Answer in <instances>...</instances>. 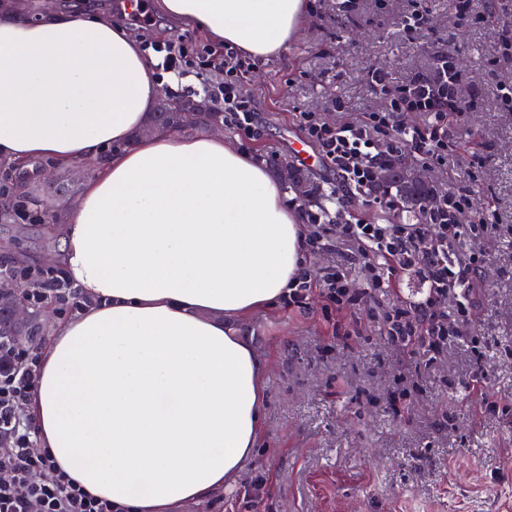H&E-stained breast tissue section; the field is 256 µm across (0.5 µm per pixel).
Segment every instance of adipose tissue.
<instances>
[{
    "mask_svg": "<svg viewBox=\"0 0 512 512\" xmlns=\"http://www.w3.org/2000/svg\"><path fill=\"white\" fill-rule=\"evenodd\" d=\"M264 61L304 0H160ZM160 94L116 19L0 0V159L92 160L59 267L83 306L38 347L23 410L59 471L118 512L203 500L257 444L264 362L237 327L282 296L305 229L264 161L209 132L132 141Z\"/></svg>",
    "mask_w": 512,
    "mask_h": 512,
    "instance_id": "ef3b65f1",
    "label": "adipose tissue"
}]
</instances>
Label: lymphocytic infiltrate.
Masks as SVG:
<instances>
[{
    "label": "lymphocytic infiltrate",
    "mask_w": 512,
    "mask_h": 512,
    "mask_svg": "<svg viewBox=\"0 0 512 512\" xmlns=\"http://www.w3.org/2000/svg\"><path fill=\"white\" fill-rule=\"evenodd\" d=\"M150 48L161 73L183 79L199 65L213 73L215 82L205 88L211 102L237 135L254 138L259 103L245 89L249 59L234 48L220 51L184 35L151 42ZM370 76L386 95L381 109L346 115L333 124L320 113L303 112L299 123L305 141L316 146L321 164L335 173L343 196L395 214L397 200L377 187L374 173L407 156L426 167H447L453 135L442 100L454 85V74L443 55L434 75L415 80L409 88L390 89L378 68L371 69ZM407 109L422 113L420 124L403 122L401 114ZM472 195L469 186L450 189L440 195L435 209L405 224H376L357 214L349 223L333 224L324 214L302 211L305 254L345 246L367 287L354 288L340 266L325 267L315 275L303 263L288 283L285 306L303 308L312 291H320L324 316H335L336 330L352 336L360 332L355 310L376 303L380 334L408 368L417 371L442 362L449 338L466 335L484 292L477 276L484 256L481 245L495 226L487 209L476 212L471 223H460V215L473 206ZM410 272L421 281L420 295L377 304L378 294L396 291ZM450 297L455 300L451 309L446 306ZM1 356L13 368L0 372V433L8 439L7 448L0 450V472L6 475L0 481V512H113L111 502L88 495L57 472L48 451L34 447L36 435L19 413L36 386L33 346L0 342Z\"/></svg>",
    "instance_id": "1"
}]
</instances>
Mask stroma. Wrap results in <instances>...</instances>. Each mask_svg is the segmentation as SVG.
I'll use <instances>...</instances> for the list:
<instances>
[{
    "instance_id": "obj_1",
    "label": "stroma",
    "mask_w": 512,
    "mask_h": 512,
    "mask_svg": "<svg viewBox=\"0 0 512 512\" xmlns=\"http://www.w3.org/2000/svg\"><path fill=\"white\" fill-rule=\"evenodd\" d=\"M484 0L458 12L448 0H306L296 39L252 67L245 87L260 104V134L248 147L268 168L293 162L291 142L302 135L299 115L340 118L381 108L385 99L370 81L377 67L392 87L434 72L436 56L462 58L456 92L466 109L449 113L456 136L453 165L434 173L436 190L458 182L475 190V210L491 208L497 236L481 268L485 294L471 333L481 344L453 340L439 366L423 370L410 401L395 414L390 396L407 366L379 336L369 309L357 312L363 333L339 344L323 316L319 294L306 308L275 304L238 323L265 364L261 433L243 471L206 502L182 501L168 512H512V411L488 402H512V111L499 84H512V61L492 45L512 37V8L491 26L478 20ZM427 13L425 30L401 37V17ZM154 22L135 23L142 41L204 30L170 19L151 6ZM322 189L307 201L317 212L357 213L372 222L389 216L373 204L336 200V176L309 168ZM86 175L74 176L52 160L33 161L26 177L29 210L21 214L0 195V262L50 275L57 236L46 225L81 193ZM484 373L486 401L467 385Z\"/></svg>"
}]
</instances>
